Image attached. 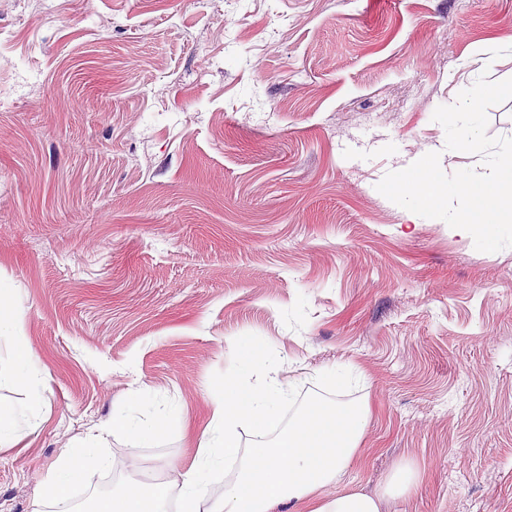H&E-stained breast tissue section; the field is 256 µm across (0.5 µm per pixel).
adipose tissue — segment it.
Returning a JSON list of instances; mask_svg holds the SVG:
<instances>
[{
  "label": "adipose tissue",
  "mask_w": 512,
  "mask_h": 512,
  "mask_svg": "<svg viewBox=\"0 0 512 512\" xmlns=\"http://www.w3.org/2000/svg\"><path fill=\"white\" fill-rule=\"evenodd\" d=\"M15 314L8 295L0 290V339L15 349L11 369H0V388L25 384L31 402L39 404L48 384L43 371L22 337L15 333ZM245 375L224 387V398L215 404L210 424L201 434L197 459L190 469L175 473L173 483L182 492L181 512H200L207 475L228 460L239 463L237 479L213 500L207 512H273L288 505L290 512H381L384 495H404L418 481L416 469L397 468L388 478L383 494L350 489L327 494L329 485L340 482L346 471L364 455L361 441L367 424V404L350 406L309 405L288 421V430L276 440L253 444L246 454L236 448V430L249 425L264 430L290 390L280 377L278 365L257 361L255 349L243 351ZM0 406V447L25 438L35 413ZM119 463L89 445L65 455L42 481L41 502L61 499L66 486L86 468L115 469ZM107 512H165L164 499L155 488L140 482L124 486Z\"/></svg>",
  "instance_id": "1"
}]
</instances>
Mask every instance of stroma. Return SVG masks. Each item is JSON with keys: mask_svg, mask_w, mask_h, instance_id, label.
Masks as SVG:
<instances>
[{"mask_svg": "<svg viewBox=\"0 0 512 512\" xmlns=\"http://www.w3.org/2000/svg\"><path fill=\"white\" fill-rule=\"evenodd\" d=\"M512 78V0H0V288L51 389L0 447V512L108 439L120 489L193 465L260 345L294 396L368 403L338 484L382 512H512V247L380 194L438 106ZM140 389L145 398L132 402ZM164 426L165 420L160 418L144 423L131 424L129 433L137 445L146 447L160 436Z\"/></svg>", "mask_w": 512, "mask_h": 512, "instance_id": "stroma-1", "label": "stroma"}]
</instances>
